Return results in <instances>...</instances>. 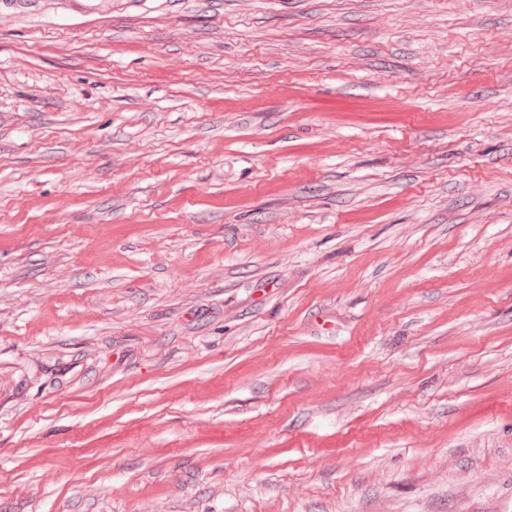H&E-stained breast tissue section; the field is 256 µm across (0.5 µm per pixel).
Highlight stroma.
<instances>
[{
    "label": "stroma",
    "mask_w": 512,
    "mask_h": 512,
    "mask_svg": "<svg viewBox=\"0 0 512 512\" xmlns=\"http://www.w3.org/2000/svg\"><path fill=\"white\" fill-rule=\"evenodd\" d=\"M0 512H512V0H0Z\"/></svg>",
    "instance_id": "obj_1"
}]
</instances>
